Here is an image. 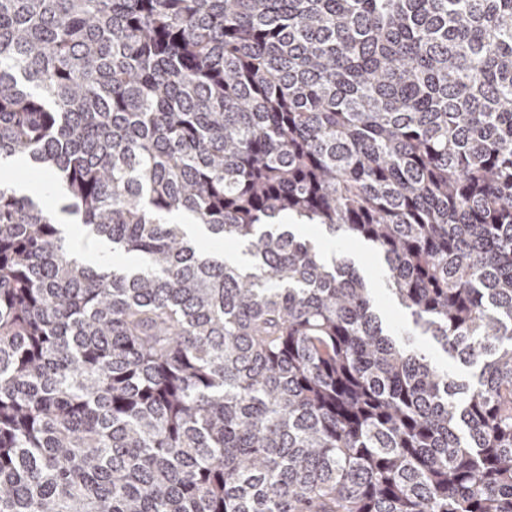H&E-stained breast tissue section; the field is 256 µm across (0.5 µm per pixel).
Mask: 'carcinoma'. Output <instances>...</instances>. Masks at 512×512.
I'll list each match as a JSON object with an SVG mask.
<instances>
[{"mask_svg": "<svg viewBox=\"0 0 512 512\" xmlns=\"http://www.w3.org/2000/svg\"><path fill=\"white\" fill-rule=\"evenodd\" d=\"M17 161L0 512H512V0H0ZM311 231L303 237L305 240H311L328 255L347 257L352 259L359 271L369 280L376 307L382 317L384 324L398 330H405L409 327V318L406 313L400 309L390 297L387 291L383 265L376 250L353 239L336 238V246L331 250L325 248L324 240L330 238L322 226L311 224Z\"/></svg>", "mask_w": 512, "mask_h": 512, "instance_id": "1", "label": "carcinoma"}]
</instances>
